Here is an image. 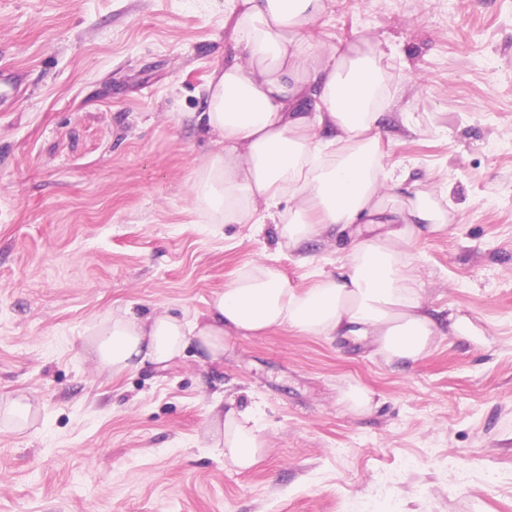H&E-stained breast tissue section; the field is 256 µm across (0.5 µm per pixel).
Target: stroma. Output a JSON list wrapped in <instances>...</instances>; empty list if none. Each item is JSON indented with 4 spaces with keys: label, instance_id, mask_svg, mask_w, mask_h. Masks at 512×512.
I'll return each instance as SVG.
<instances>
[{
    "label": "stroma",
    "instance_id": "stroma-1",
    "mask_svg": "<svg viewBox=\"0 0 512 512\" xmlns=\"http://www.w3.org/2000/svg\"><path fill=\"white\" fill-rule=\"evenodd\" d=\"M224 5L0 0V71L21 74L0 97V400L34 406L0 419V512H512V0H334L315 24L375 53L384 164L450 208L401 245L441 328L422 359L290 328L116 378L83 356L112 310L202 313L246 266L304 290L347 260L348 233L302 256L191 191ZM352 384L370 410L345 408ZM218 398L256 416L249 471L204 442Z\"/></svg>",
    "mask_w": 512,
    "mask_h": 512
}]
</instances>
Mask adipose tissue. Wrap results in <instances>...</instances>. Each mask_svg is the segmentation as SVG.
Segmentation results:
<instances>
[{"instance_id":"obj_1","label":"adipose tissue","mask_w":512,"mask_h":512,"mask_svg":"<svg viewBox=\"0 0 512 512\" xmlns=\"http://www.w3.org/2000/svg\"><path fill=\"white\" fill-rule=\"evenodd\" d=\"M229 2L224 20L244 58L213 72L206 109L190 115L216 136L193 184L197 200L222 223L276 224L292 250L329 225L386 230L354 241L341 272L306 291L290 288L279 269L254 265L199 315L112 312L91 326L85 351L117 376L168 365L190 348L219 362L230 337L285 326L309 336L367 337L386 361H418L435 342L436 323L400 246L444 229L447 213L425 193L386 203L407 192L408 177H381L384 78L375 55L315 38L331 0ZM207 437L241 471L266 446L232 400L209 419Z\"/></svg>"}]
</instances>
